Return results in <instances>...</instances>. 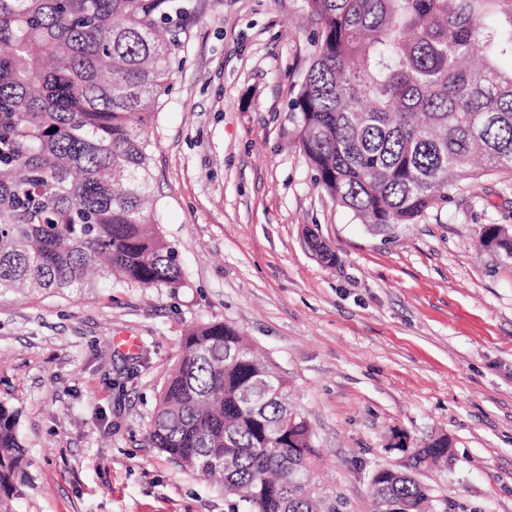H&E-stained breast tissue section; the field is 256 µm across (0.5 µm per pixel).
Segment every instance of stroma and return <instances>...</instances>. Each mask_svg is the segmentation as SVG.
I'll return each mask as SVG.
<instances>
[{"instance_id": "35a3bbf8", "label": "stroma", "mask_w": 512, "mask_h": 512, "mask_svg": "<svg viewBox=\"0 0 512 512\" xmlns=\"http://www.w3.org/2000/svg\"><path fill=\"white\" fill-rule=\"evenodd\" d=\"M316 30L304 0H203L149 130L183 288L0 294V402L26 461L0 512H228L146 439L185 333L208 321L287 379L327 510L372 512L375 472L444 437L447 459L415 472L437 512H512V265L479 244L512 225V175L372 233L317 187L290 116Z\"/></svg>"}]
</instances>
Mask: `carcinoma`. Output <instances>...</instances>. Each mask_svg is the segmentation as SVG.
Listing matches in <instances>:
<instances>
[{"label": "carcinoma", "instance_id": "cac0c4a2", "mask_svg": "<svg viewBox=\"0 0 512 512\" xmlns=\"http://www.w3.org/2000/svg\"><path fill=\"white\" fill-rule=\"evenodd\" d=\"M192 0H0V293L82 292L92 275L183 287L151 194V127L198 8ZM318 29L291 103L314 180L375 233L416 224L463 179L512 174V0H306ZM481 246L512 263V229ZM312 251L336 255L318 235ZM278 394L252 403L243 390ZM288 382L222 321L184 336L150 444L244 503V512H321L306 419ZM19 414L0 403V490L24 473ZM373 478L374 500L426 512L412 471ZM234 466L224 468V456Z\"/></svg>", "mask_w": 512, "mask_h": 512}]
</instances>
